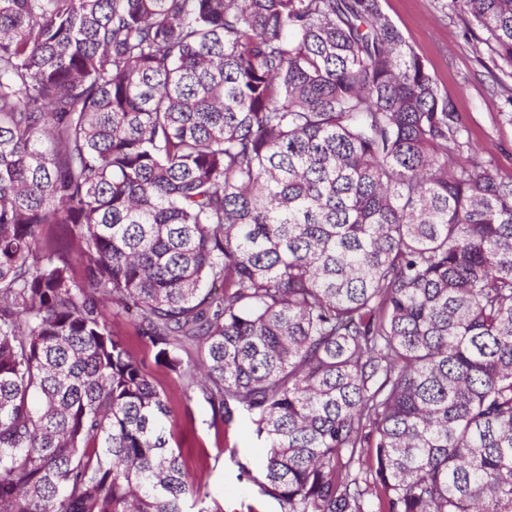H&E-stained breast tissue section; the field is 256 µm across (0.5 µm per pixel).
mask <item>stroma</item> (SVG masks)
<instances>
[{
    "label": "stroma",
    "mask_w": 512,
    "mask_h": 512,
    "mask_svg": "<svg viewBox=\"0 0 512 512\" xmlns=\"http://www.w3.org/2000/svg\"><path fill=\"white\" fill-rule=\"evenodd\" d=\"M381 8L447 92L467 127L472 149L462 152V159L478 154L499 176H512V124L500 116L512 95V69L491 53L485 32L448 0H381ZM112 329L144 360L157 388L170 396L175 411L172 443L180 447L191 472L201 477L210 499L224 512H280L277 500L262 494L253 480L261 449L247 420L214 422L203 394L182 397L173 375L156 364L153 350L132 326L118 317Z\"/></svg>",
    "instance_id": "35a3bbf8"
}]
</instances>
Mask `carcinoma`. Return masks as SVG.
<instances>
[{
    "instance_id": "cac0c4a2",
    "label": "carcinoma",
    "mask_w": 512,
    "mask_h": 512,
    "mask_svg": "<svg viewBox=\"0 0 512 512\" xmlns=\"http://www.w3.org/2000/svg\"><path fill=\"white\" fill-rule=\"evenodd\" d=\"M452 3L512 68V0ZM464 131L380 0H0V512H223L110 307L281 512H512V176Z\"/></svg>"
}]
</instances>
